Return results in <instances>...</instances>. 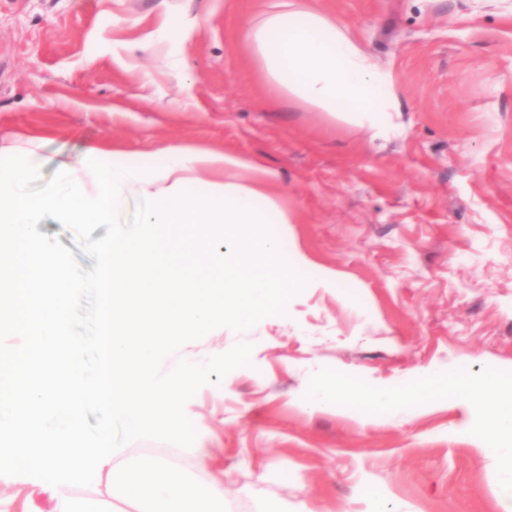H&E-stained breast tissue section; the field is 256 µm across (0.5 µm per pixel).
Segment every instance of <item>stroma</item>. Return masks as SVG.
I'll use <instances>...</instances> for the list:
<instances>
[{"instance_id": "1", "label": "stroma", "mask_w": 512, "mask_h": 512, "mask_svg": "<svg viewBox=\"0 0 512 512\" xmlns=\"http://www.w3.org/2000/svg\"><path fill=\"white\" fill-rule=\"evenodd\" d=\"M273 2L0 0V160L27 192L49 194L92 146L103 164L235 152L277 175L289 221L267 233L336 279L162 349V378L210 363L177 403L179 431L130 434L92 401L83 424L110 426L116 462L223 478L224 512H512V470L473 446L470 413L416 404L364 424L302 403L333 377L398 393L431 371L512 381V0H310L391 75L387 140L263 81L244 39ZM171 18L186 42L161 38ZM146 205L133 190L115 223L76 227L48 206L33 226L83 283L68 305L88 368L103 358L93 243L138 231ZM53 479L0 447V512H50Z\"/></svg>"}]
</instances>
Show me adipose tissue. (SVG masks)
I'll list each match as a JSON object with an SVG mask.
<instances>
[{
  "label": "adipose tissue",
  "mask_w": 512,
  "mask_h": 512,
  "mask_svg": "<svg viewBox=\"0 0 512 512\" xmlns=\"http://www.w3.org/2000/svg\"><path fill=\"white\" fill-rule=\"evenodd\" d=\"M246 42L278 94L380 137L396 132L389 74L335 16L283 0L280 10L248 29ZM97 155L94 149L86 155L87 180L69 181L44 197L28 194L18 174L0 165V329L24 337L26 345L19 356L0 351V447L68 477L96 470L108 491L137 512H220V481L203 486L164 463L113 464L104 446L108 430L92 434L81 423L88 396L130 433L151 422L177 426L174 401L200 369L155 376L156 355L172 338L220 320L248 324L299 289L332 288L336 281L303 255L284 257L279 240L264 230L267 221H288L264 190L276 180L274 171L233 153L191 147L166 149L144 164L116 157L102 167ZM200 172L211 178L196 192L190 185ZM132 185L152 200L142 232L94 244L109 264L97 335L105 363L92 374L70 333L67 297L80 282L71 277L63 287L48 285L38 267L46 248L31 227L48 205L65 224L112 223L126 204L124 188ZM303 400L313 411L347 408L365 420L387 421L404 418L417 402L465 410L489 405L493 413L471 427V442L492 447L512 468V384L493 374L477 383L465 374L437 373L404 398L387 387L354 391L344 380L327 379Z\"/></svg>",
  "instance_id": "obj_1"
}]
</instances>
